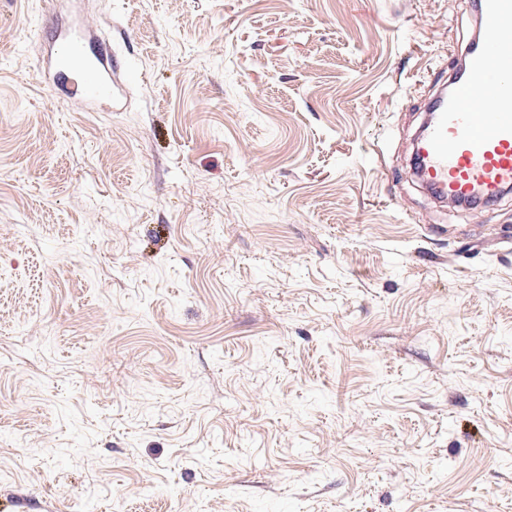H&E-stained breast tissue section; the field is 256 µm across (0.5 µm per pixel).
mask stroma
<instances>
[{
    "label": "stroma",
    "instance_id": "obj_1",
    "mask_svg": "<svg viewBox=\"0 0 512 512\" xmlns=\"http://www.w3.org/2000/svg\"><path fill=\"white\" fill-rule=\"evenodd\" d=\"M0 0V512H512V196L411 171L470 0ZM46 75L61 86L72 73L78 74L73 95L85 112H98L102 105L119 111L124 90L112 63V47L100 42L85 21L57 28L47 48Z\"/></svg>",
    "mask_w": 512,
    "mask_h": 512
}]
</instances>
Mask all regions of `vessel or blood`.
<instances>
[{
  "instance_id": "b4317fda",
  "label": "vessel or blood",
  "mask_w": 512,
  "mask_h": 512,
  "mask_svg": "<svg viewBox=\"0 0 512 512\" xmlns=\"http://www.w3.org/2000/svg\"><path fill=\"white\" fill-rule=\"evenodd\" d=\"M477 35L442 90L430 98L431 122L414 147L416 176L437 199L481 208L512 190V52L502 49L512 32V0H480ZM48 78L62 85L77 74L73 90L83 111L108 105L121 110L124 90L112 48L85 22L57 28L47 48ZM486 104L483 112L475 104Z\"/></svg>"
}]
</instances>
